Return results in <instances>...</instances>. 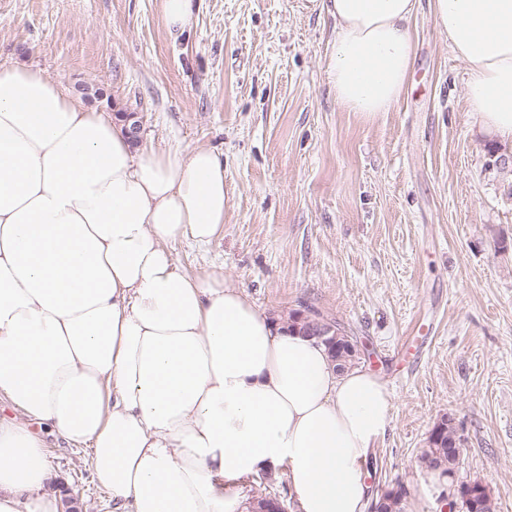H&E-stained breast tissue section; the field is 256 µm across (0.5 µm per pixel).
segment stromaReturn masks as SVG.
Returning a JSON list of instances; mask_svg holds the SVG:
<instances>
[{
  "label": "stroma",
  "instance_id": "35a3bbf8",
  "mask_svg": "<svg viewBox=\"0 0 512 512\" xmlns=\"http://www.w3.org/2000/svg\"><path fill=\"white\" fill-rule=\"evenodd\" d=\"M334 23L320 0H200L171 35L160 0H0V63L25 61L92 108L135 114L137 146L212 150L229 200L206 249L173 246L180 271L221 273L274 321L317 312L357 342L392 392L391 425L365 465L373 495L402 488V512H465L454 491L482 482L512 512V145L466 102L467 65L429 0L412 20L407 90L368 120L341 111L326 62ZM433 341L417 363L403 342ZM461 438L451 477L421 460L433 427ZM78 512H112L90 451L49 441ZM242 503L298 512L280 466L243 478Z\"/></svg>",
  "mask_w": 512,
  "mask_h": 512
}]
</instances>
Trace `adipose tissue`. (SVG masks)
Segmentation results:
<instances>
[{
  "instance_id": "adipose-tissue-1",
  "label": "adipose tissue",
  "mask_w": 512,
  "mask_h": 512,
  "mask_svg": "<svg viewBox=\"0 0 512 512\" xmlns=\"http://www.w3.org/2000/svg\"><path fill=\"white\" fill-rule=\"evenodd\" d=\"M337 106L401 100L416 0H321ZM468 66L480 125L512 143V0H432ZM211 150L133 151L123 125L28 63H0V512H60L44 438L91 452L123 512H237L239 478L286 466L299 512H365V464L394 397L337 371L221 274L179 271L171 246L224 222Z\"/></svg>"
}]
</instances>
